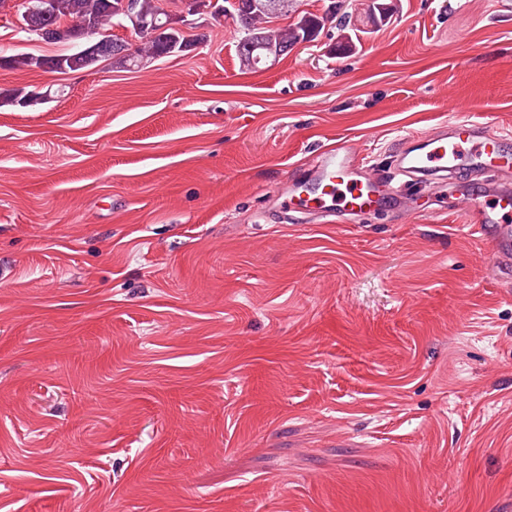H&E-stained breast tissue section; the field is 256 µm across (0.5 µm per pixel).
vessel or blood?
I'll return each instance as SVG.
<instances>
[{
    "label": "vessel or blood",
    "instance_id": "vessel-or-blood-1",
    "mask_svg": "<svg viewBox=\"0 0 512 512\" xmlns=\"http://www.w3.org/2000/svg\"><path fill=\"white\" fill-rule=\"evenodd\" d=\"M502 133L488 123L462 115L448 127L405 139L398 150L401 172L424 186L454 184L455 206L475 219L471 229L501 269L512 267V152L501 145ZM356 153L338 141L315 164L295 173L281 206L306 210L336 224H353L364 213L384 206L388 195L382 174L356 169ZM487 175L484 188L460 180L461 171Z\"/></svg>",
    "mask_w": 512,
    "mask_h": 512
}]
</instances>
